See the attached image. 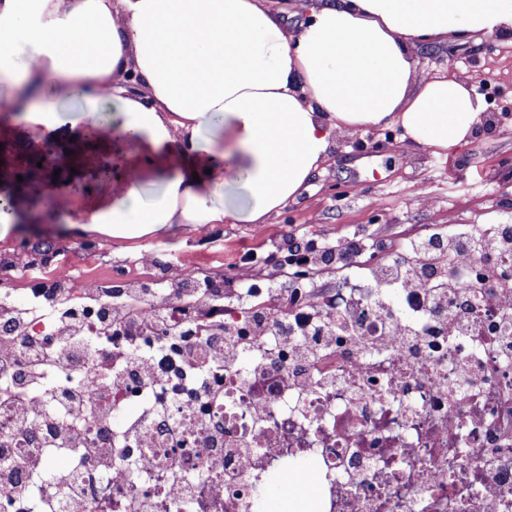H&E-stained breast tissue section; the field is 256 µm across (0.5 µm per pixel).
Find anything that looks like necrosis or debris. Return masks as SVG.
I'll return each mask as SVG.
<instances>
[{"label":"necrosis or debris","instance_id":"4bbe7bcc","mask_svg":"<svg viewBox=\"0 0 512 512\" xmlns=\"http://www.w3.org/2000/svg\"><path fill=\"white\" fill-rule=\"evenodd\" d=\"M497 260L491 251L462 267L438 315L423 289L394 282L396 257L375 260L365 287L318 298L321 316L339 327L313 364L299 366L294 345L269 337L264 371L235 363L218 378L165 385L168 424L137 385L124 386L106 432L113 465L131 466L122 484L64 439L0 443V463L16 450L39 461L17 489L0 486V512H41L37 477L58 457L89 504L138 502L143 512H260L263 484L308 472L320 486L311 512H512V306L501 309L500 289L478 288ZM267 297L255 288L246 305L221 310L236 352L252 348V314ZM57 302L54 288L30 289L22 306L1 291L0 319L25 317L26 333L53 345L65 333ZM392 323L410 335H389ZM85 347L83 367L60 363L45 384L84 386L95 361L114 353L101 336ZM208 384L218 397L205 399ZM200 416L210 433H172L171 422ZM173 481L188 489L177 502Z\"/></svg>","mask_w":512,"mask_h":512}]
</instances>
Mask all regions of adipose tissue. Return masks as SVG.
Here are the masks:
<instances>
[{
    "label": "adipose tissue",
    "mask_w": 512,
    "mask_h": 512,
    "mask_svg": "<svg viewBox=\"0 0 512 512\" xmlns=\"http://www.w3.org/2000/svg\"><path fill=\"white\" fill-rule=\"evenodd\" d=\"M289 29L264 0H0V111L34 134L101 127L192 159L131 166L109 201L60 211L115 239L176 224L269 223L328 162L341 132L396 126L448 150L484 119L470 80L433 74L412 48L512 37V0H294ZM117 108L116 122L100 111Z\"/></svg>",
    "instance_id": "adipose-tissue-1"
}]
</instances>
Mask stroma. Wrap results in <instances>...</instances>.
Masks as SVG:
<instances>
[{
	"instance_id": "35a3bbf8",
	"label": "stroma",
	"mask_w": 512,
	"mask_h": 512,
	"mask_svg": "<svg viewBox=\"0 0 512 512\" xmlns=\"http://www.w3.org/2000/svg\"><path fill=\"white\" fill-rule=\"evenodd\" d=\"M421 65L480 82L490 119L466 144L448 152L399 141L395 130L342 133L325 169L269 226L217 224L204 233L186 225L134 240L95 233L78 237L58 223L13 226L0 241V259L19 240L41 247L53 243L74 287L112 278L134 284L145 277L136 262L154 255V270L173 279L187 272L220 271L229 287L252 286L256 272L282 264L288 249L307 238L341 242L367 240L366 254L348 270L312 275L316 288H348L363 281L370 256L391 252L445 224H512V43L492 33L474 41L452 38L413 49ZM94 250H85V243ZM258 254L262 267L243 262Z\"/></svg>"
}]
</instances>
